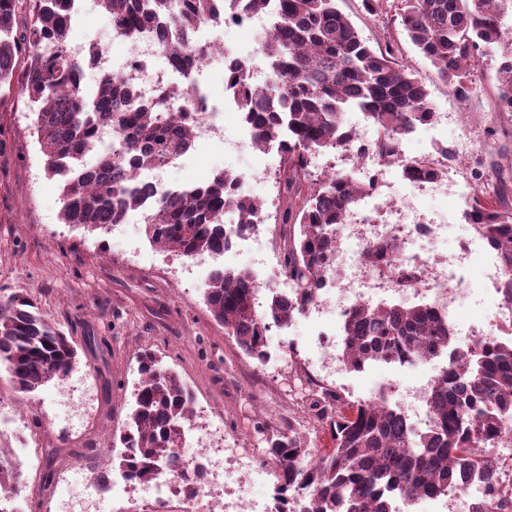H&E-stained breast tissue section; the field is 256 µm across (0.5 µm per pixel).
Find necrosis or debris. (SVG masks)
Wrapping results in <instances>:
<instances>
[{
  "mask_svg": "<svg viewBox=\"0 0 512 512\" xmlns=\"http://www.w3.org/2000/svg\"><path fill=\"white\" fill-rule=\"evenodd\" d=\"M271 16L256 13L246 16L217 15L201 22L193 32L194 41L204 43L210 49L209 58L203 65L191 68L173 64L163 53L160 34L153 26H145L141 39L122 66H114L110 54V39L98 37L95 53H87L84 45L70 49L77 62L79 84L96 82L105 72H117L122 84L131 86L142 102L156 101L162 92L187 87L195 99L196 110L191 121V134L197 141H223L224 119L210 108L211 90L204 78V71L212 70L220 60L245 61L256 82H264L265 70L255 62L258 50L256 41L262 40L270 30ZM244 26L254 35L253 43L231 49L212 38V28L220 26ZM357 147L347 154L352 167L351 177L367 184L368 192L344 215L336 228L337 244L334 262L324 276V286L318 296L306 305L302 317L314 331L309 357L321 371L332 374L342 366L336 335L342 329L344 319L357 305H391L398 307L421 300L433 314L448 326L453 340L458 341L460 351H470L474 345L489 337L512 341V307L502 302L500 293L501 264L493 248L478 232H470L461 243L460 251L452 257L434 254L432 246L446 239L448 226L444 220L426 218L420 208L423 195H454L471 199L476 189L471 184L449 181L453 167L451 157L440 160L441 172L436 179L406 182L404 189H397L390 172V163L378 159L369 149L376 137L372 126L356 128ZM270 218L267 211H258L253 221L254 229L239 224H228L224 235L228 248L207 256L197 255L193 264L213 273L220 262L233 261L237 254L245 253L253 266L254 284L272 279L280 294L292 296L287 276L279 270L265 274L267 250L259 239L257 228ZM397 238L402 248L391 266L377 267L366 259L369 247L381 245L388 238ZM479 266L481 280L486 286L485 300L496 313L493 329L481 324L464 323L458 317L461 300L468 295L465 271ZM434 382L433 376L415 374L407 386L390 379L378 381L371 390L372 397L389 400L391 410L412 431L420 432L429 426L430 413L426 405L427 395ZM213 430H201L184 437L175 460L164 467L154 479L140 483L143 495L153 501H163L174 484L192 477L195 469H203L206 478L199 488L200 498L207 501V512H260V499L249 496L227 501L215 495L213 477L222 476L224 455L211 445Z\"/></svg>",
  "mask_w": 512,
  "mask_h": 512,
  "instance_id": "1",
  "label": "necrosis or debris"
}]
</instances>
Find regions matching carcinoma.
Listing matches in <instances>:
<instances>
[{
    "instance_id": "carcinoma-1",
    "label": "carcinoma",
    "mask_w": 512,
    "mask_h": 512,
    "mask_svg": "<svg viewBox=\"0 0 512 512\" xmlns=\"http://www.w3.org/2000/svg\"><path fill=\"white\" fill-rule=\"evenodd\" d=\"M78 0H0V110L11 91L27 97L44 171L61 184L60 220L89 232L120 223L143 196L141 170L190 149L186 138L191 92L177 89L164 100L142 103L117 77L105 76L86 92L68 54ZM114 32L135 41L150 23L162 48L179 65L196 66L209 48L191 42L196 25L215 13L214 0H99ZM269 0H224L229 12H259ZM394 17L439 78L460 100L472 97L479 57L505 48L512 38L505 17L512 0H398ZM269 79L254 83L244 64L225 73L226 87L256 140L288 139L284 180L288 204L275 215L282 267L291 298L271 292L267 310L254 307L250 273L221 268L204 288L205 304L224 334L250 358L266 357V332L299 314L321 286L336 250L335 226L365 187L347 176L311 178L308 159L348 150L351 111L361 113L378 137L372 149L384 161L397 157L402 139L434 119L430 92L415 72L397 63L393 47L364 40L337 0H278L262 43ZM495 111L512 112V55L498 70ZM112 127V152L98 154L97 126ZM94 153L89 165L84 157ZM407 177L430 180L437 161H408ZM491 185L475 199L468 223L497 252L504 270L503 301L512 305V206L505 202L507 178L491 164ZM242 175L219 170L193 189L166 196L144 216L145 234L157 248L190 258L224 247V213L251 223L264 202L236 191ZM341 357L354 371L377 361L424 354L448 355L426 403L428 429L408 434L399 417L377 399L351 402L329 389L312 402L330 420V452L314 456L293 431L272 432L268 453L280 462V504L306 498L302 512H383L380 501L397 496L409 505L421 494L445 496L461 479H485L487 493L475 512H512V480H502L503 462L490 448L512 413V342L482 340L459 359L448 326L417 304L404 309L358 306L343 328ZM77 364L72 337L28 295L0 300V371L27 398L68 376ZM140 379L120 436L122 470L151 479L176 454L193 419V394L177 371L146 352Z\"/></svg>"
}]
</instances>
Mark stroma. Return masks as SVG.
I'll return each mask as SVG.
<instances>
[{
  "label": "stroma",
  "mask_w": 512,
  "mask_h": 512,
  "mask_svg": "<svg viewBox=\"0 0 512 512\" xmlns=\"http://www.w3.org/2000/svg\"><path fill=\"white\" fill-rule=\"evenodd\" d=\"M338 6L370 44L394 43L399 60L425 82L435 109L447 113L449 127H468L472 154L461 164L465 176L494 160L512 171V140L500 146L489 134L497 126H512V115L497 114L493 105L500 56L481 58L477 92L463 101L439 80L398 22L365 13L362 0H339ZM111 29L101 7L80 0L69 40L87 43ZM31 122L26 99L19 95L13 97L10 111L0 113V130L11 142L10 151L0 154V299L33 295L72 336L80 362L68 388L74 396L87 398L88 411L81 419L58 414L52 384L33 394L29 411L39 420L19 429L30 460L21 465L14 486L24 498V512H56L55 500L65 493L67 469L75 462L94 478H106L99 497L104 512H155L142 501L140 490L130 489L124 499L116 500L109 484L123 450L119 436L143 352L154 353L174 368L192 390L194 425L221 424L224 467L230 471L236 468L239 451L265 459V438L272 427L293 429L317 451L331 448L328 426L309 408L321 389L357 401L367 397L373 381L387 377L408 382L407 371L375 365L324 380L313 377L305 364L309 330L302 322L288 331L297 342L293 355L283 354L273 343L268 347L270 365L247 357L211 318L204 287L189 273L186 259L149 243L142 216L133 217L121 241L61 223L60 190L44 172ZM270 165V157L256 150L199 142L168 168L166 177L180 185L229 169L244 175L247 195L264 200ZM422 206L426 214L447 217L448 239L437 249L455 253L465 233L463 203L452 196L427 195ZM49 473L54 479L48 486L44 478Z\"/></svg>",
  "instance_id": "35a3bbf8"
}]
</instances>
